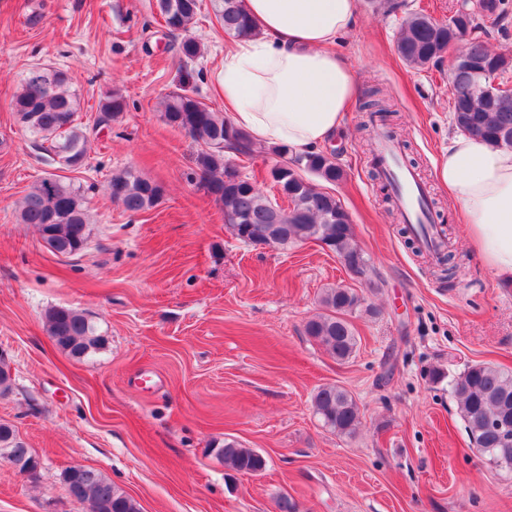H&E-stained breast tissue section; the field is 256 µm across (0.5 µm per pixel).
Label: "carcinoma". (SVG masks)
<instances>
[{
	"mask_svg": "<svg viewBox=\"0 0 512 512\" xmlns=\"http://www.w3.org/2000/svg\"><path fill=\"white\" fill-rule=\"evenodd\" d=\"M212 4L226 33L238 37L253 34L241 0H212ZM201 5L202 0H156L168 32L181 35L178 53L186 61L201 54V44L191 34ZM488 13L505 20L509 15L507 3L479 0L476 10L467 3L446 22H437L422 12H408L401 22L396 52L406 66L422 70L439 65L450 50L461 48L468 65L452 72L453 125L494 147L512 148V54L489 49L482 24ZM461 28L469 31V38L462 43L456 37ZM12 109L22 128L51 155L55 169L78 172L86 167L89 139L78 122L80 99L66 73L37 65L29 68L13 96ZM125 109L122 94L110 92L100 103L98 123L119 118ZM161 117L202 146L196 157L199 183L220 207L227 229L238 240L251 246L259 241L282 246L316 241L341 260L372 264L371 257L356 243L340 200L303 177L309 172L327 183L340 181L343 171L333 154L318 150L291 156L286 146L266 148L273 159L268 176L288 202L287 208L276 213L250 178L241 175L234 182L227 180L228 171L234 168L227 155L249 157L254 153L248 132L199 101L183 79L178 90L165 97ZM230 130L236 136L233 141L227 139ZM107 187L110 199L132 214L155 207L164 197L162 185L129 169L112 172ZM89 190L80 181L50 173L24 196L19 221L32 225L53 254L74 256L85 248L90 236ZM320 306L321 312L306 322L305 334L336 362H346L356 353L359 342L351 318L361 311L371 313L373 308L364 305L356 289L342 285L324 289ZM45 325L56 346L73 358H86L103 349L104 336L74 308L49 309ZM453 395L478 451L488 461L512 471V446H504L493 426L503 411L512 413V372L487 363L474 364L455 379ZM312 408L321 426L338 437H354L362 424L357 401L339 385L318 387ZM12 451L24 457L26 464L36 460L17 430L0 422V459ZM216 452L226 467L238 473L253 474L266 468L261 454L234 440L224 442ZM70 480L79 482L84 498L106 505L105 512H140L138 503L98 470L87 467L75 475L64 471L62 481Z\"/></svg>",
	"mask_w": 512,
	"mask_h": 512,
	"instance_id": "carcinoma-1",
	"label": "carcinoma"
}]
</instances>
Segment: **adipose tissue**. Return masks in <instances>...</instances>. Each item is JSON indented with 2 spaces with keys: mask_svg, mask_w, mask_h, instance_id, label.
<instances>
[{
  "mask_svg": "<svg viewBox=\"0 0 512 512\" xmlns=\"http://www.w3.org/2000/svg\"><path fill=\"white\" fill-rule=\"evenodd\" d=\"M257 33L236 37L216 82L231 124L255 142L301 153L322 148L354 93L336 42L354 30L359 0H242ZM437 177L468 220L471 241L497 277H512V148L454 136Z\"/></svg>",
  "mask_w": 512,
  "mask_h": 512,
  "instance_id": "ef3b65f1",
  "label": "adipose tissue"
}]
</instances>
